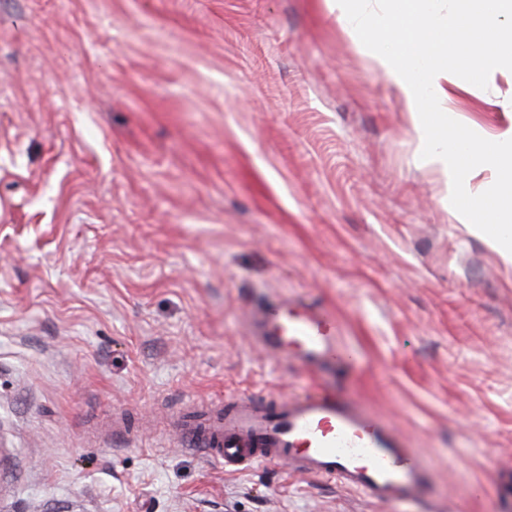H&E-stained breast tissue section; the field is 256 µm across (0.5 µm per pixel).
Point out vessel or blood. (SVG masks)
<instances>
[{
	"instance_id": "1",
	"label": "vessel or blood",
	"mask_w": 512,
	"mask_h": 512,
	"mask_svg": "<svg viewBox=\"0 0 512 512\" xmlns=\"http://www.w3.org/2000/svg\"><path fill=\"white\" fill-rule=\"evenodd\" d=\"M251 322L259 340L284 361L322 367L346 356L337 345V320L321 308L297 312L276 302L256 309ZM186 440L227 465L281 460L293 472L332 478L380 500L419 497L425 483L419 456L402 438L358 402L325 391L258 403L236 398L223 410L205 412Z\"/></svg>"
}]
</instances>
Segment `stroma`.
<instances>
[{
	"label": "stroma",
	"instance_id": "35a3bbf8",
	"mask_svg": "<svg viewBox=\"0 0 512 512\" xmlns=\"http://www.w3.org/2000/svg\"><path fill=\"white\" fill-rule=\"evenodd\" d=\"M333 0H0V512H512V261L463 224ZM512 128V71L455 92ZM316 304L350 356L259 347ZM356 399L421 457L384 502L227 467L179 421Z\"/></svg>",
	"mask_w": 512,
	"mask_h": 512
}]
</instances>
